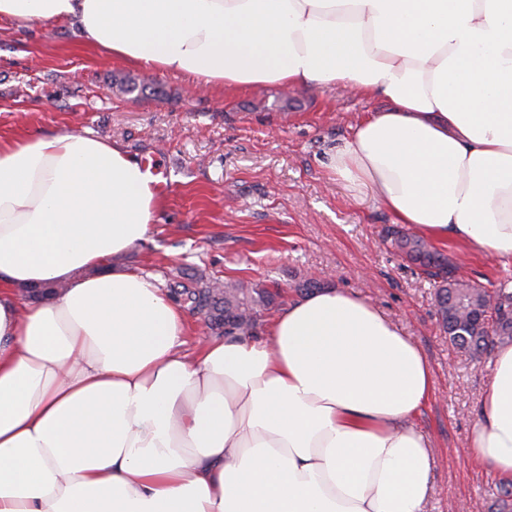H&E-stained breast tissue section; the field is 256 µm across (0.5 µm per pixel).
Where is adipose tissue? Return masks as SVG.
Segmentation results:
<instances>
[{
	"label": "adipose tissue",
	"mask_w": 512,
	"mask_h": 512,
	"mask_svg": "<svg viewBox=\"0 0 512 512\" xmlns=\"http://www.w3.org/2000/svg\"><path fill=\"white\" fill-rule=\"evenodd\" d=\"M88 47L204 86L381 95L330 157L397 223L512 262V0H0ZM92 134L0 139V512H423L433 373L364 298L327 287L259 340H200L155 279L107 270L163 198ZM58 295L23 302L22 286ZM468 458L512 478V344Z\"/></svg>",
	"instance_id": "1"
}]
</instances>
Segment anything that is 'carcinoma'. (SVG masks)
<instances>
[{
	"mask_svg": "<svg viewBox=\"0 0 512 512\" xmlns=\"http://www.w3.org/2000/svg\"><path fill=\"white\" fill-rule=\"evenodd\" d=\"M386 241L432 277L437 315L452 345L479 358L498 344L512 342L509 280L489 291L454 274L448 257L422 237L392 228ZM175 293L204 311L210 325L224 330L226 336L252 334L260 325L259 301L241 282H206Z\"/></svg>",
	"mask_w": 512,
	"mask_h": 512,
	"instance_id": "1",
	"label": "carcinoma"
}]
</instances>
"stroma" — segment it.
<instances>
[{
    "label": "stroma",
    "instance_id": "stroma-1",
    "mask_svg": "<svg viewBox=\"0 0 512 512\" xmlns=\"http://www.w3.org/2000/svg\"><path fill=\"white\" fill-rule=\"evenodd\" d=\"M147 75L85 47L68 22L20 28L2 20L0 138L89 132L139 159L159 154L165 205L122 267L154 276L165 292L216 279L267 291L256 338L299 298L307 277L376 306L419 344L434 375V394L416 419L434 457L425 512H501L503 478L463 453L489 358L450 344L430 280L383 242L393 217L373 197L353 196L327 168L351 127L385 108L384 99L316 84L228 93L170 71L148 75L161 94H113L114 80ZM436 247L482 286L512 278V264L450 241Z\"/></svg>",
    "mask_w": 512,
    "mask_h": 512
}]
</instances>
